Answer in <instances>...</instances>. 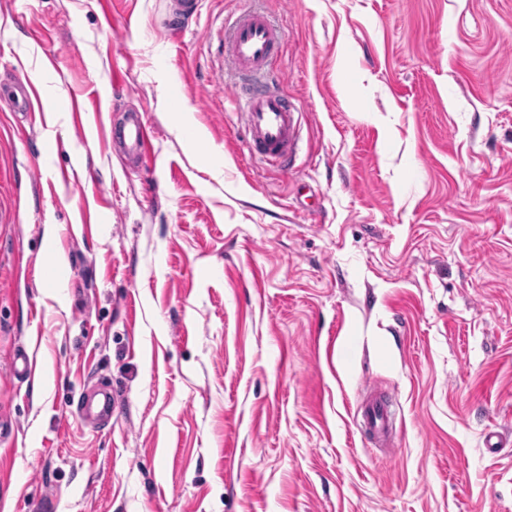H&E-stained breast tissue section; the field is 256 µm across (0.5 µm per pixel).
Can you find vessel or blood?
I'll return each mask as SVG.
<instances>
[{
	"mask_svg": "<svg viewBox=\"0 0 512 512\" xmlns=\"http://www.w3.org/2000/svg\"><path fill=\"white\" fill-rule=\"evenodd\" d=\"M198 11V0H167V12L178 24L188 23ZM279 33L267 16L246 11L235 20L225 51L236 77L249 78L248 87H235L234 96L247 132L251 154L265 158L269 164H287L294 149L297 110L265 86L269 64L278 43ZM124 136L135 153H142L150 139V129L142 117L130 118ZM114 403L111 394L95 402L84 403L86 418L105 422L111 419ZM362 423L373 433L390 435L389 410L386 402L375 400L362 410Z\"/></svg>",
	"mask_w": 512,
	"mask_h": 512,
	"instance_id": "b4317fda",
	"label": "vessel or blood"
}]
</instances>
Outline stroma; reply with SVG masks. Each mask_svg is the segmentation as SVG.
I'll return each mask as SVG.
<instances>
[{
  "instance_id": "stroma-1",
  "label": "stroma",
  "mask_w": 512,
  "mask_h": 512,
  "mask_svg": "<svg viewBox=\"0 0 512 512\" xmlns=\"http://www.w3.org/2000/svg\"><path fill=\"white\" fill-rule=\"evenodd\" d=\"M163 2L0 0V83L44 105L0 111V512H512V0H200L178 34ZM248 9L284 169L232 100ZM278 39V30L263 12L245 11L231 28L225 52L234 75L250 79L246 89L236 82L233 88L241 105L251 155L262 156L272 165L285 166L297 138V109L265 86ZM124 137L128 140L132 151L142 155V151L150 140V129L141 115L129 119L124 127ZM102 398L96 403L86 402L82 406V414L87 419L105 422L112 418L115 402L112 401V393H103ZM362 424L373 433L382 436L391 435L389 410L386 402L374 400L362 409Z\"/></svg>"
}]
</instances>
